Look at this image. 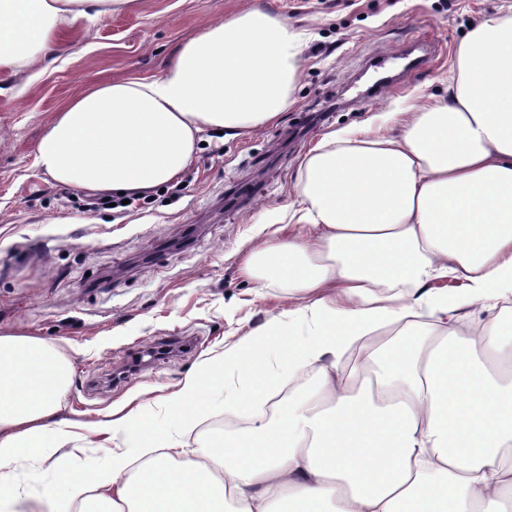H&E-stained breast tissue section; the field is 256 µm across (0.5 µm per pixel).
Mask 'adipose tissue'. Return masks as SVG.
Wrapping results in <instances>:
<instances>
[{"instance_id":"obj_1","label":"adipose tissue","mask_w":512,"mask_h":512,"mask_svg":"<svg viewBox=\"0 0 512 512\" xmlns=\"http://www.w3.org/2000/svg\"><path fill=\"white\" fill-rule=\"evenodd\" d=\"M129 2L0 0V76ZM455 58L447 95L399 132L340 131L305 155L297 232L271 233L244 263L283 306L160 397L187 430L238 374L246 390L224 411L248 431L215 429L189 451L139 398L108 420H57L68 362L0 332V512H23L12 466L30 458L62 475L45 504L76 512H512V322L495 313L512 300V16L472 27ZM303 67L302 37L278 16L205 23L159 76L73 96L36 163L66 187L145 194L181 179L205 133L276 120Z\"/></svg>"}]
</instances>
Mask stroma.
Here are the masks:
<instances>
[{
  "label": "stroma",
  "instance_id": "obj_1",
  "mask_svg": "<svg viewBox=\"0 0 512 512\" xmlns=\"http://www.w3.org/2000/svg\"><path fill=\"white\" fill-rule=\"evenodd\" d=\"M260 7L306 35L295 102L234 137L207 133L180 196L83 211L84 193L35 164L37 144L81 89L159 75L204 22ZM512 0H133L67 30L60 59L0 91V329L51 341L71 365L60 418L98 420L152 398L275 313L241 271L296 205L298 166L328 134L396 126L442 95L455 46Z\"/></svg>",
  "mask_w": 512,
  "mask_h": 512
}]
</instances>
